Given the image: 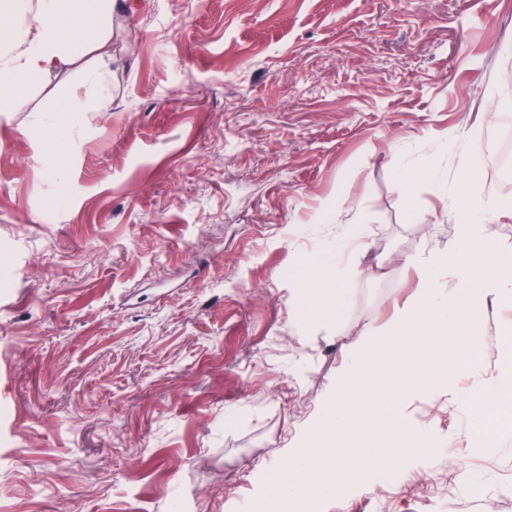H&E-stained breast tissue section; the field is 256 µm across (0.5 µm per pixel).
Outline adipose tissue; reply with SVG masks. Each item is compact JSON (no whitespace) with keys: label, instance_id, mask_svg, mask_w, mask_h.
Instances as JSON below:
<instances>
[{"label":"adipose tissue","instance_id":"obj_1","mask_svg":"<svg viewBox=\"0 0 512 512\" xmlns=\"http://www.w3.org/2000/svg\"><path fill=\"white\" fill-rule=\"evenodd\" d=\"M116 6V0H99L95 18L68 27L60 15V0H0V22L15 33L9 48L0 52V113L8 111L25 80L51 74L82 52L95 54L98 61L109 57L112 46L108 23ZM84 78L83 93L60 102L37 121L38 129L53 135L58 146L52 169L58 179L66 169L62 144L68 132L77 128L81 115L108 108L106 99L95 91L105 79L103 70L99 66L86 70ZM367 246L361 226L352 224L345 243L337 246L335 253L303 261L298 304L306 322L320 323L342 316L348 290L338 268L349 250Z\"/></svg>","mask_w":512,"mask_h":512}]
</instances>
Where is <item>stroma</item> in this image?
<instances>
[{"label":"stroma","instance_id":"stroma-1","mask_svg":"<svg viewBox=\"0 0 512 512\" xmlns=\"http://www.w3.org/2000/svg\"><path fill=\"white\" fill-rule=\"evenodd\" d=\"M101 93L67 139L32 137L96 65L81 55L0 116V512H238L336 380L344 347L447 249L452 188L512 203V0H125ZM436 177L400 194L398 156ZM362 220L339 323H297L303 258ZM451 349L474 391L504 355ZM410 422L442 457L371 473L310 512H512V429L473 449L434 386Z\"/></svg>","mask_w":512,"mask_h":512}]
</instances>
